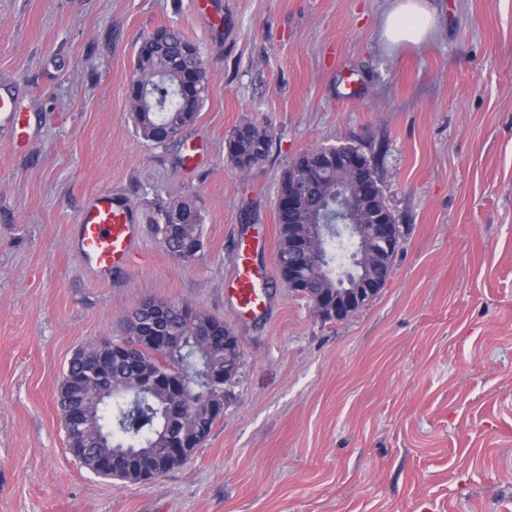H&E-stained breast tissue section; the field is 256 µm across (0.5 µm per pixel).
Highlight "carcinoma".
Segmentation results:
<instances>
[{
  "instance_id": "obj_1",
  "label": "carcinoma",
  "mask_w": 512,
  "mask_h": 512,
  "mask_svg": "<svg viewBox=\"0 0 512 512\" xmlns=\"http://www.w3.org/2000/svg\"><path fill=\"white\" fill-rule=\"evenodd\" d=\"M164 40L147 36L141 41L133 73L142 75L140 87H129L137 132L147 142L164 145L193 124L203 106L207 84L186 93L179 90L186 78L203 66L199 48L181 31L163 27ZM272 135L266 125L246 120L226 140L227 158L241 172L249 173L269 156ZM350 145L316 146L299 155L285 171L278 197L298 184L304 171L323 162L331 169L309 192L302 206L288 211L277 208L278 261L282 280H288V225L303 229L316 224L320 209L336 200V181L344 168H336V153L347 154ZM183 213V223L168 224L171 212ZM155 232L168 251L182 261H192L203 248V217L195 204L177 199L158 205ZM353 251L349 240L331 239L325 245L329 271L308 274L320 281L321 290L332 292L336 259ZM163 312L162 334L178 343L167 353L160 345L146 350L122 351V343L89 344L68 362L60 385L63 424L78 409L87 412L84 431L65 430L68 449L81 466L98 476L122 482L144 483L187 463L209 437L214 424L224 417V389L207 379L210 370L232 379L241 349L224 321L183 300L153 299ZM112 376L111 393L95 390L98 372Z\"/></svg>"
}]
</instances>
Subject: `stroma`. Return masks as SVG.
<instances>
[{
	"mask_svg": "<svg viewBox=\"0 0 512 512\" xmlns=\"http://www.w3.org/2000/svg\"><path fill=\"white\" fill-rule=\"evenodd\" d=\"M0 0V512H512V0H430L435 30L390 47L394 0ZM161 25L199 48L208 89L166 146L136 131L135 52ZM268 125V158L226 139ZM350 142L403 231L389 280L323 322L278 264L284 172ZM103 190L132 205L130 266L103 279L71 246ZM193 200L204 245L170 255L157 207ZM267 226L264 314L224 293L239 234ZM224 320L242 358L193 459L147 483L95 475L67 449L58 403L74 352L125 334L145 299ZM24 109L17 97L9 92H5L4 94L0 93V116H4L6 118L9 117V122L12 124L15 132L17 129L19 130L17 136V145L19 147L25 146V144L21 143L23 139L24 132ZM272 135L266 125L246 120L226 140L227 158L241 172L249 173L269 156Z\"/></svg>",
	"mask_w": 512,
	"mask_h": 512,
	"instance_id": "obj_1",
	"label": "stroma"
}]
</instances>
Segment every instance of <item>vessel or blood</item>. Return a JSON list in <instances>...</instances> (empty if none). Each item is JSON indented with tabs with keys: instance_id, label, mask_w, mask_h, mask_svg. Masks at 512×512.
Returning a JSON list of instances; mask_svg holds the SVG:
<instances>
[{
	"instance_id": "vessel-or-blood-1",
	"label": "vessel or blood",
	"mask_w": 512,
	"mask_h": 512,
	"mask_svg": "<svg viewBox=\"0 0 512 512\" xmlns=\"http://www.w3.org/2000/svg\"><path fill=\"white\" fill-rule=\"evenodd\" d=\"M0 116L7 117L13 128L23 129L24 109L13 94L0 93ZM135 232L130 207L115 202L110 193L102 191L95 194L80 213L74 243L93 269L108 276L127 267ZM261 277L250 250H243L227 290L239 316L250 318L265 311L267 301Z\"/></svg>"
}]
</instances>
